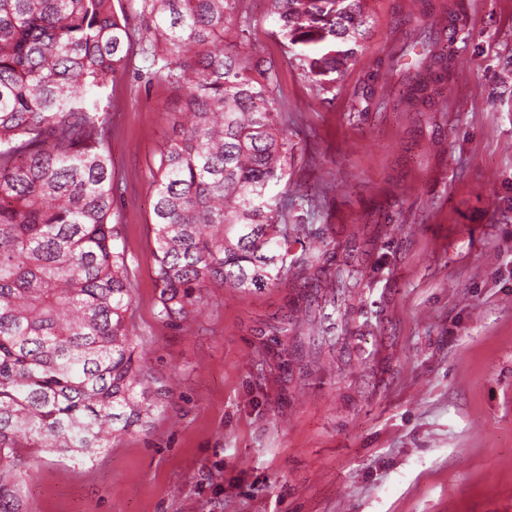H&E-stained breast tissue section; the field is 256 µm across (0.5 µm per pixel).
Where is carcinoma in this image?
Returning a JSON list of instances; mask_svg holds the SVG:
<instances>
[{"instance_id": "cac0c4a2", "label": "carcinoma", "mask_w": 512, "mask_h": 512, "mask_svg": "<svg viewBox=\"0 0 512 512\" xmlns=\"http://www.w3.org/2000/svg\"><path fill=\"white\" fill-rule=\"evenodd\" d=\"M0 0V512H29L27 471L39 453L84 462L165 412L132 324L130 268L114 221L111 114L97 91L124 76L140 46L152 79L179 100L149 166L157 317L179 327L218 283L273 288L295 261L304 218L271 194L288 151L274 61L250 50L240 0ZM275 36L323 86L361 48L363 0H267ZM407 24L436 12L413 0ZM389 57L379 79L397 72ZM402 103L431 104L442 60L421 44ZM358 241L332 274L299 258L311 290L298 301L341 309L358 284ZM312 344L336 345L324 320ZM297 319L268 326L283 368L315 353L288 343Z\"/></svg>"}]
</instances>
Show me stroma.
I'll return each mask as SVG.
<instances>
[{
	"label": "stroma",
	"mask_w": 512,
	"mask_h": 512,
	"mask_svg": "<svg viewBox=\"0 0 512 512\" xmlns=\"http://www.w3.org/2000/svg\"><path fill=\"white\" fill-rule=\"evenodd\" d=\"M404 2L366 0L362 51L326 90L265 0L241 3L288 114L275 191L321 204L294 253L332 267L363 243L345 347L315 370L283 367L264 334L295 271L207 289L182 327L157 318L146 174L178 93L131 72L103 90L133 323L173 403L93 462L42 455L31 512H512V0H433L456 20L446 35L411 30ZM417 36L447 66L434 105H365L377 61Z\"/></svg>",
	"instance_id": "35a3bbf8"
}]
</instances>
